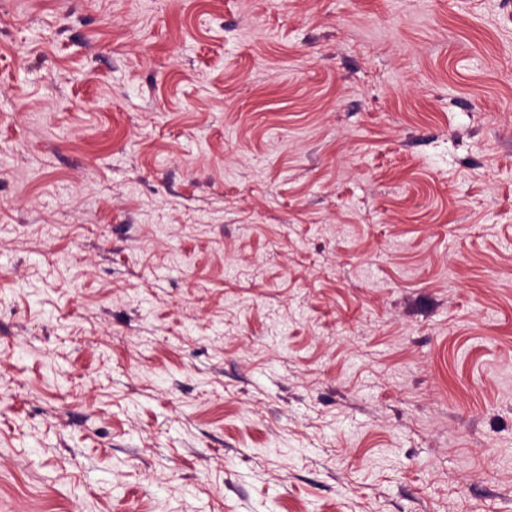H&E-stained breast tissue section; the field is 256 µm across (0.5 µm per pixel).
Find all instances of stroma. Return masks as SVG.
<instances>
[{
    "mask_svg": "<svg viewBox=\"0 0 512 512\" xmlns=\"http://www.w3.org/2000/svg\"><path fill=\"white\" fill-rule=\"evenodd\" d=\"M0 512H512V0H0Z\"/></svg>",
    "mask_w": 512,
    "mask_h": 512,
    "instance_id": "35a3bbf8",
    "label": "stroma"
}]
</instances>
